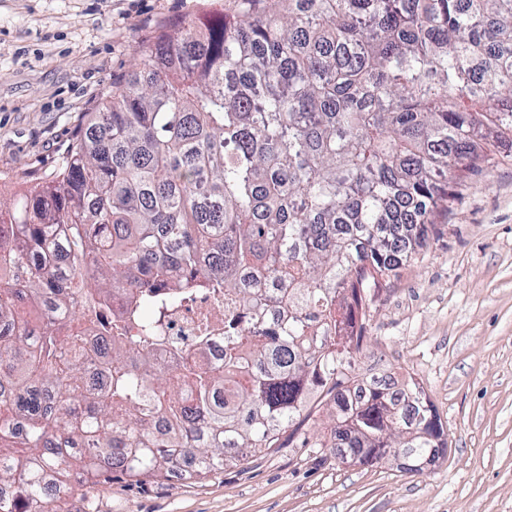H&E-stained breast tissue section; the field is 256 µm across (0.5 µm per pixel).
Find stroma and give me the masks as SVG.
Here are the masks:
<instances>
[{
    "label": "stroma",
    "instance_id": "obj_1",
    "mask_svg": "<svg viewBox=\"0 0 512 512\" xmlns=\"http://www.w3.org/2000/svg\"><path fill=\"white\" fill-rule=\"evenodd\" d=\"M239 0H0V199L53 171L86 115L164 32L232 17ZM430 243L375 297L354 375L414 379L448 448L409 474L281 448L205 480H114L70 512H512V152L476 175Z\"/></svg>",
    "mask_w": 512,
    "mask_h": 512
}]
</instances>
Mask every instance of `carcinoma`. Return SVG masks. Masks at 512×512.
<instances>
[{"instance_id": "1", "label": "carcinoma", "mask_w": 512, "mask_h": 512, "mask_svg": "<svg viewBox=\"0 0 512 512\" xmlns=\"http://www.w3.org/2000/svg\"><path fill=\"white\" fill-rule=\"evenodd\" d=\"M255 2L157 36L61 167L0 200V240L16 241L0 248V319L17 322L0 333V512H68L77 490L185 460L204 478L281 447L314 398L338 458L374 466L401 448L418 474L447 447L416 383L350 387L375 292L512 147V0ZM217 277L251 320L224 324L223 362L151 365L155 287L172 306ZM111 290L126 321L93 393L54 320Z\"/></svg>"}]
</instances>
